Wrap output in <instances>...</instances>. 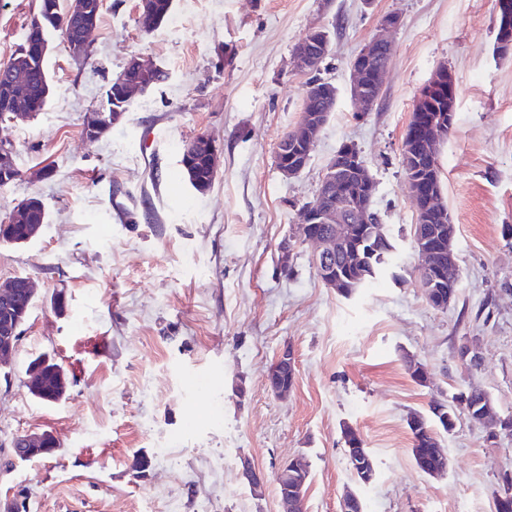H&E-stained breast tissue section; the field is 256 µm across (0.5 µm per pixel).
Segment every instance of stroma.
I'll list each match as a JSON object with an SVG mask.
<instances>
[{
	"label": "stroma",
	"instance_id": "stroma-1",
	"mask_svg": "<svg viewBox=\"0 0 512 512\" xmlns=\"http://www.w3.org/2000/svg\"><path fill=\"white\" fill-rule=\"evenodd\" d=\"M139 0H103L90 54L76 61L47 33L51 95L44 112L0 122L20 170L0 187V219L38 196L48 219L18 246L0 242V282L34 278L38 299L22 327L15 367L0 375V502L27 512H279L275 473L309 463L307 512H339L345 491L364 512H492L512 476V437L462 418L440 434L444 476L416 466L407 419L468 386L512 416V58L494 51L498 0H173L179 27L146 29ZM38 0H0V66L26 38ZM397 16L380 97L358 111L351 61L381 20ZM323 29L315 73L292 53ZM165 81L128 101L97 139L86 118L132 55ZM456 79L452 134L440 148L442 202L456 228L458 293L431 307L412 245L416 209L402 143L414 101L439 66ZM337 91L306 168L274 162L313 79ZM217 150L211 188L181 178L184 143ZM374 181L373 209L393 245L391 268L345 298L327 288L312 248L297 244L290 276L278 245L343 144ZM64 310H55L54 296ZM296 357L287 399L265 377L284 348ZM50 354L67 388L55 403L22 382ZM413 355L426 382L408 373ZM215 373L207 391L192 374ZM359 434L376 479L361 484L345 455ZM52 432L56 450L14 462L13 439ZM168 441L174 459L155 445ZM266 474L254 495L239 455Z\"/></svg>",
	"mask_w": 512,
	"mask_h": 512
}]
</instances>
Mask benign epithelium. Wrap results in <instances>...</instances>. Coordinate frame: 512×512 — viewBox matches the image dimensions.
<instances>
[{
    "mask_svg": "<svg viewBox=\"0 0 512 512\" xmlns=\"http://www.w3.org/2000/svg\"><path fill=\"white\" fill-rule=\"evenodd\" d=\"M102 0H72L70 15L80 21L77 36L70 50L80 54L90 47V34L95 26L89 15L97 11ZM498 9L502 23L497 26L495 45L499 52L512 51V0H499ZM398 25V19L392 15L382 19L380 30L366 43L351 63L353 81L350 94L362 110L370 109L378 99L377 90L381 89V77L385 66L375 63L381 51L391 52V44L385 32ZM329 39L325 31H309L293 50L294 68L305 73L318 69L328 53ZM156 71V66L138 57H132L120 74L117 84L125 99H130L138 91L144 90L140 76ZM320 97L324 112L303 108L300 119L295 125L291 142L281 145L276 154V166L286 176L300 173L307 165L320 133L325 125L324 113L335 106L336 88L325 82L320 86ZM435 97L444 101L443 111L430 117L431 125L442 128L454 120L455 81L452 72L446 66L437 71L435 77L423 89L415 101L418 112H424ZM120 117L115 111L111 114L97 112L87 123L86 135L97 138ZM437 142L425 145L419 151L415 135H410L408 143L402 146L405 165L409 171L408 185L411 196L424 204L421 210V232L414 238L413 247L418 257L419 284L428 301L437 308L448 307L454 299V293L444 287L448 270L458 267L455 253L456 233L448 231L450 216L440 201L434 187L435 176L423 178L420 170L430 163ZM193 154L205 159L210 173H215V146L212 141L201 136L194 142ZM15 168L14 150L7 142H0V173H11ZM373 195V183L358 151L348 144L330 160L321 189L315 201L302 209V224L298 235L287 236L279 244V266L290 263L294 243L304 241L315 246L313 264L321 281L334 290L339 286L338 258L355 256L356 244L363 236L375 235L372 228L373 215L370 213V200ZM37 299L33 281L28 279L23 287H17L13 279L0 283V368L12 367L14 352L20 338V328L25 321L28 304ZM60 366L48 355L30 364L26 370L25 383L29 391L44 398L42 379L46 372H59ZM296 376L295 354L291 348L284 349L271 365L266 375V385L275 395L289 393ZM455 404L462 409L473 406L479 408V422L500 423L495 418L493 404L484 390L471 386L457 394ZM20 447L15 449L14 460L22 461L29 456L48 455L55 445L49 432L25 433L15 438ZM346 455L355 470L364 475L365 481L374 477L371 458L362 446L355 441L347 443ZM418 467L427 474H439L448 469L447 454L442 448L431 447L426 456L418 460ZM308 465L300 456L282 465L276 475L279 491L280 512H306V480ZM241 474L251 489L264 485L265 478L256 469L249 457L241 458Z\"/></svg>",
    "mask_w": 512,
    "mask_h": 512,
    "instance_id": "benign-epithelium-1",
    "label": "benign epithelium"
}]
</instances>
